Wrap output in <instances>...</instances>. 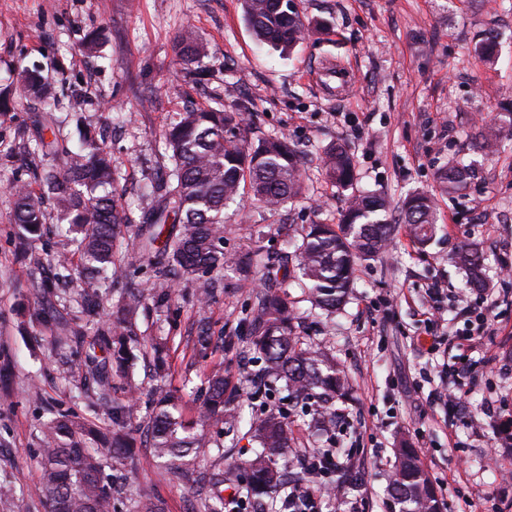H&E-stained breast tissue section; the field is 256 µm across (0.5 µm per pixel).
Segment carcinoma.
Returning <instances> with one entry per match:
<instances>
[{"label": "carcinoma", "instance_id": "obj_1", "mask_svg": "<svg viewBox=\"0 0 512 512\" xmlns=\"http://www.w3.org/2000/svg\"><path fill=\"white\" fill-rule=\"evenodd\" d=\"M245 20L256 38L283 53L299 44L307 26L296 11L294 0H244ZM500 33L488 29L477 35L474 50L492 64L497 58ZM179 59L204 73L205 45L190 31L176 44ZM42 103L49 112L56 99L40 71L24 68L5 86H0V114L11 111L14 94ZM248 106L226 112L222 109L188 107L177 113L165 131L169 165L157 185V195L149 215L136 233L143 250H150L160 238L164 224L181 226L177 234L169 233L159 254L157 271L160 285L179 279L198 284L203 299L213 293L212 282L204 274L235 266L250 275L248 257L224 252V209L228 202L249 189L253 201L277 207L298 197L302 174L297 164V150L283 138L259 137L249 141L241 136ZM512 130V111L500 112L494 122L481 129L482 148L494 151L502 129ZM36 150L43 156L61 160L35 173L47 188L69 231L81 235L84 266L80 276V302L88 316L96 314L99 294L115 265L116 248L129 236V219L115 189L116 167L112 152L92 137H85L83 148L74 151L59 137L50 142L39 140ZM322 170L334 186L345 189L354 180V156L348 144L336 142L326 148ZM474 169L462 161H450L438 173L441 192L461 194L471 184ZM13 223L24 233H41L46 221L42 197L22 189L14 193ZM389 202L376 192L354 194L348 201L339 223L307 225L294 244L298 269L311 306L323 313H333L343 305L352 288L355 266L382 252L391 239L388 218ZM401 221L407 224L416 240L429 241L436 231L435 197L415 193L404 202ZM455 262L468 270L469 285L484 287L481 257L478 250L464 246ZM267 280L290 277L288 262L267 258L263 265ZM147 299L137 284L127 286L116 305L112 326L99 333L93 342L112 353L111 370H99L90 363V390L99 401L108 404L112 422V447H99L100 431L77 416L58 412L41 430L40 468L42 491L50 512H110L113 484L104 475L107 459L128 458L130 445L125 432L129 405L110 398L112 376L132 385L137 356L131 343L132 323ZM296 315L287 299L276 294L259 297L251 314L252 334L247 346L257 354V368L252 377L258 393L271 395L282 384L288 400L314 402L312 424L329 432L336 426V400L350 395L351 387L336 360L304 342L295 327ZM158 377L168 371V338L152 343ZM156 410L148 432L150 447L159 458L181 461L201 443L194 424L175 415L183 395L164 385L156 391ZM201 400L199 421L214 422L231 431L241 418L242 404L230 388L224 368L212 369L205 386L196 391ZM249 432L259 450L255 456L236 466L212 473L213 502L207 512H223L224 496L220 487L230 491L237 501L266 512L268 500L287 488L285 475L276 467V458L293 440L291 428L279 413L262 412L249 422ZM334 472L353 487L361 478L349 454L341 450ZM414 448L398 449V463L392 472L390 487L399 512H441L434 487L417 462Z\"/></svg>", "mask_w": 512, "mask_h": 512}]
</instances>
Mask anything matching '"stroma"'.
I'll list each match as a JSON object with an SVG mask.
<instances>
[{
    "label": "stroma",
    "mask_w": 512,
    "mask_h": 512,
    "mask_svg": "<svg viewBox=\"0 0 512 512\" xmlns=\"http://www.w3.org/2000/svg\"><path fill=\"white\" fill-rule=\"evenodd\" d=\"M311 28L292 55L259 45L243 16V0H0V83L14 69L40 66L60 100L40 114L19 99L0 116V370L14 382L0 394V485L14 489L0 512H48L40 492L39 430L50 409L61 408L106 423L102 407L87 405L80 368L88 348L62 342L63 325L100 326L111 318L122 288H153L155 257L128 246L118 277L102 291L97 315L79 306L80 252L65 233L53 203L39 236L19 247L11 224V189L39 190L28 150L43 123L59 128L70 147L81 131H99L119 171L122 204L138 229L151 205L146 187L168 163L164 132L186 107L250 102V137L284 136L302 151L303 193L270 209L243 198L224 213V249L279 254L303 227L338 223L347 201L321 168L326 146L348 143L355 157L356 189L384 193L390 201L392 238L378 257L357 264L347 304L317 318L296 282L288 300L305 341L333 355L352 386L338 404L336 443L354 451L363 475L360 489L322 497L321 512H393L389 477L397 448H427L420 465L431 479L443 512H512V278L501 272L512 256V134L484 153L475 139L502 100L512 99V0H295ZM327 22L322 32L319 22ZM501 34L499 58L486 65L474 52L483 29ZM192 31L208 48L203 77L190 75L176 54L178 37ZM96 36V55L82 52ZM80 100L81 112L70 111ZM451 160L472 161L476 175L465 195L439 193L437 172ZM435 194L436 233L414 240L401 222L408 192ZM483 257L484 291L467 287V272L453 262L463 245ZM66 254L71 274L56 279L54 258ZM208 302L195 283L177 282L169 299L148 298L136 319L140 352L134 368L136 403L126 424L134 439L133 463L109 462L117 490L112 512H138L144 499L163 500L166 512H204L202 485L213 471L253 454L248 422L225 434L212 424L189 465L173 469L146 439L152 414V338L169 337L166 384L183 393L182 414L198 416L193 392L206 372L220 366L254 411H286L294 440L280 468L300 470L317 449L309 414L289 410L274 397L252 398L250 354L242 338L260 276L233 267L216 277ZM446 293L442 318L427 322L428 285ZM501 296L492 333L459 352L475 323L465 309L484 294ZM214 340L205 354L192 346L199 321ZM466 376L469 393L460 414L449 415L435 397Z\"/></svg>",
    "instance_id": "35a3bbf8"
}]
</instances>
